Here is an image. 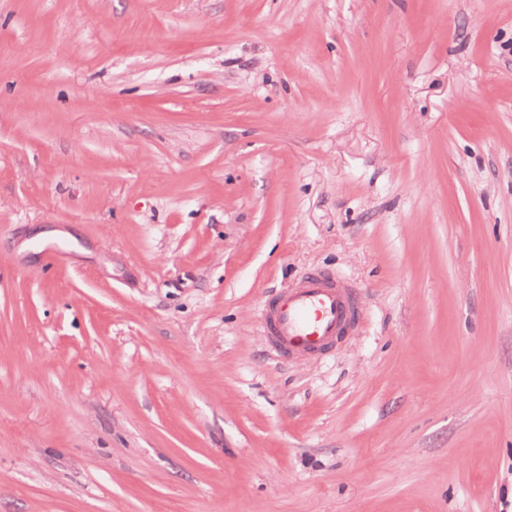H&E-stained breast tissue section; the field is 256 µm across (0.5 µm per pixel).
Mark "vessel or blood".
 I'll return each mask as SVG.
<instances>
[{"instance_id":"vessel-or-blood-1","label":"vessel or blood","mask_w":512,"mask_h":512,"mask_svg":"<svg viewBox=\"0 0 512 512\" xmlns=\"http://www.w3.org/2000/svg\"><path fill=\"white\" fill-rule=\"evenodd\" d=\"M357 319L354 291L332 275L313 272L266 306L263 327L282 356L328 351Z\"/></svg>"}]
</instances>
